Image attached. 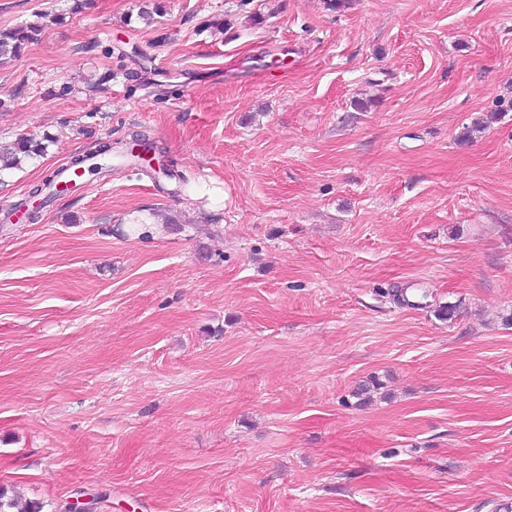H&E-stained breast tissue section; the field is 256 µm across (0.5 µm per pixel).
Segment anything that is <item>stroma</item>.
Masks as SVG:
<instances>
[{
    "instance_id": "stroma-1",
    "label": "stroma",
    "mask_w": 512,
    "mask_h": 512,
    "mask_svg": "<svg viewBox=\"0 0 512 512\" xmlns=\"http://www.w3.org/2000/svg\"><path fill=\"white\" fill-rule=\"evenodd\" d=\"M160 3L0 0L44 16L0 141L52 138L0 212L105 141L176 173L116 156L0 229V489L512 512V0Z\"/></svg>"
}]
</instances>
